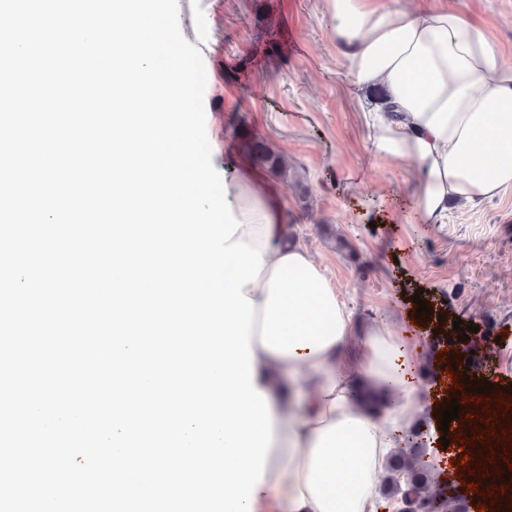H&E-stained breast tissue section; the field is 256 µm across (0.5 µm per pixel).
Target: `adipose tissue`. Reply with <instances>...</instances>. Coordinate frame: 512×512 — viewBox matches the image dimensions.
<instances>
[{
	"instance_id": "obj_1",
	"label": "adipose tissue",
	"mask_w": 512,
	"mask_h": 512,
	"mask_svg": "<svg viewBox=\"0 0 512 512\" xmlns=\"http://www.w3.org/2000/svg\"><path fill=\"white\" fill-rule=\"evenodd\" d=\"M320 10L367 151L404 170V202L374 223L444 224L450 202L477 206L512 188V61L460 0H321ZM224 165L237 234L263 257L242 289L255 306L254 385L273 422L252 512H379L386 461L416 421L415 335H450L448 323L411 302L403 327L355 330L322 264L289 243L288 209L261 192L262 175L244 158ZM424 391L428 448L466 456L469 482L485 484L492 459L512 456V394L470 402L444 431L435 390ZM488 417L500 432L485 442L475 430Z\"/></svg>"
}]
</instances>
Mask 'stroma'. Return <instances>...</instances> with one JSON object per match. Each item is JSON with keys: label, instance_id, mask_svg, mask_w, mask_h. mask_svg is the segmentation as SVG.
<instances>
[{"label": "stroma", "instance_id": "1", "mask_svg": "<svg viewBox=\"0 0 512 512\" xmlns=\"http://www.w3.org/2000/svg\"><path fill=\"white\" fill-rule=\"evenodd\" d=\"M462 2L511 52L512 0ZM178 19L205 64L215 169L224 168L223 143L243 148V129L288 159L292 177H271L270 186L357 325L401 322L403 277L480 336L512 331V189L477 209L451 205L447 223L433 227L363 221L381 196L402 189V173L364 154L317 0H180Z\"/></svg>", "mask_w": 512, "mask_h": 512}]
</instances>
